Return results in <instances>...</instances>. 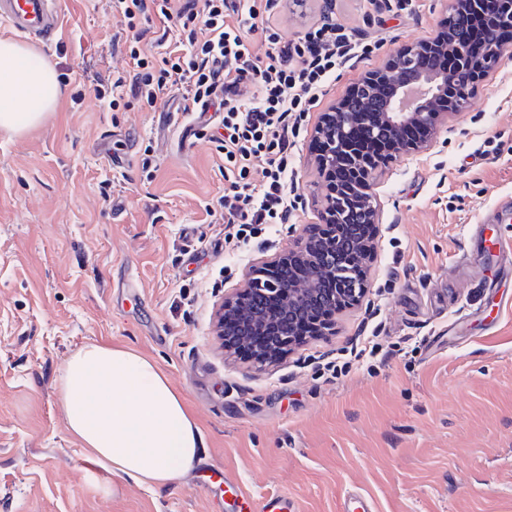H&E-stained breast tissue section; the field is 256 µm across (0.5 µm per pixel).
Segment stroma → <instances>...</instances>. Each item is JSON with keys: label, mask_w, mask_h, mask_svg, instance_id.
<instances>
[{"label": "stroma", "mask_w": 512, "mask_h": 512, "mask_svg": "<svg viewBox=\"0 0 512 512\" xmlns=\"http://www.w3.org/2000/svg\"><path fill=\"white\" fill-rule=\"evenodd\" d=\"M64 26L35 44L65 94L43 124L0 130V512H230L189 471L165 488L89 460L66 429L58 376L90 342L153 360L189 403L205 450L254 499L339 512L358 488L376 512H512V276L490 258L512 223V43L429 151L379 168L383 212L369 291L336 333L257 371L225 356L214 310L250 270L320 221L315 128L354 83L433 38L446 0L376 11L375 0H276L264 24L295 44L341 23L373 44L295 121L287 223L239 251L224 241V157L213 126L94 85L131 71L112 0H61ZM377 335L389 358L351 361ZM348 363L339 378L327 362Z\"/></svg>", "instance_id": "1"}]
</instances>
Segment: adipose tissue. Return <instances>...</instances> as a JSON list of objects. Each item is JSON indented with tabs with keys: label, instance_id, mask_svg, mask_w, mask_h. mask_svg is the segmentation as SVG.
Instances as JSON below:
<instances>
[{
	"label": "adipose tissue",
	"instance_id": "ef3b65f1",
	"mask_svg": "<svg viewBox=\"0 0 512 512\" xmlns=\"http://www.w3.org/2000/svg\"><path fill=\"white\" fill-rule=\"evenodd\" d=\"M63 95L42 55L0 39V128L38 125ZM58 387L67 428L88 457L138 484L169 485L204 448L184 396L155 362L134 350L86 344L65 363Z\"/></svg>",
	"mask_w": 512,
	"mask_h": 512
}]
</instances>
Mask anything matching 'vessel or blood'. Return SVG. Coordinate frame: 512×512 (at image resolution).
<instances>
[{"mask_svg":"<svg viewBox=\"0 0 512 512\" xmlns=\"http://www.w3.org/2000/svg\"><path fill=\"white\" fill-rule=\"evenodd\" d=\"M0 22L8 25L18 36L36 41H54L62 22L61 0H0ZM245 512H291L287 497L266 496L260 506L243 501Z\"/></svg>","mask_w":512,"mask_h":512,"instance_id":"1","label":"vessel or blood"}]
</instances>
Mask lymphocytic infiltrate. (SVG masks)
Listing matches in <instances>:
<instances>
[{"label": "lymphocytic infiltrate", "instance_id": "obj_1", "mask_svg": "<svg viewBox=\"0 0 512 512\" xmlns=\"http://www.w3.org/2000/svg\"><path fill=\"white\" fill-rule=\"evenodd\" d=\"M264 0H203L201 11L176 6L174 0H116L128 29L156 14L187 33L185 48L144 55L130 41L134 77L117 75L97 98L117 108L132 96L154 104L160 94L176 91L181 112H222L224 179L229 188L224 209V240L247 248L268 225L286 223L295 208L288 194L293 170L288 164L289 119L309 111L325 93L331 75L352 55L368 53L339 24L310 27L294 47L279 44L277 32L267 31L270 48L256 55L248 35L264 11ZM204 23L209 35L197 39L193 30ZM263 160L261 188L251 181L256 160Z\"/></svg>", "mask_w": 512, "mask_h": 512}]
</instances>
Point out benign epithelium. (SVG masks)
<instances>
[{
	"label": "benign epithelium",
	"instance_id": "1",
	"mask_svg": "<svg viewBox=\"0 0 512 512\" xmlns=\"http://www.w3.org/2000/svg\"><path fill=\"white\" fill-rule=\"evenodd\" d=\"M462 7L474 20L483 16V0H448L438 39L403 48L383 69L355 83L350 93L362 96L361 112H349L340 118L333 110L318 125L316 137L325 142V150L317 162L321 170L336 174V180L326 182V200L331 205L324 207L322 223L301 237L292 250L250 276L243 289L220 303L215 312V329L226 351H232L234 344L247 336H267L273 347L289 342L297 334L298 322L315 315L317 309H343L361 303L367 291L363 257L370 253V247L349 240L346 221L340 220V214L354 212L366 224L377 223L380 203L370 192L369 183L373 172L401 154L430 150L438 134L448 128V118L468 104L465 95L448 98V83L455 81L466 89L485 80L500 64L496 50H489L476 60L467 47L460 45L456 47L454 70L449 74L439 67L419 64V59L429 53L446 51L451 19ZM360 127L363 133L384 141L387 149L383 155L366 156L362 164L355 165L349 162L348 153L353 151L351 140ZM408 127L424 129V138L409 141L404 134ZM328 226L335 229V234L324 237L322 230ZM290 256L314 269L328 271L335 270L336 263L346 262L350 271L327 289L318 287L313 278L283 280L276 271ZM269 296L276 299L278 309L260 311L259 302Z\"/></svg>",
	"mask_w": 512,
	"mask_h": 512
}]
</instances>
